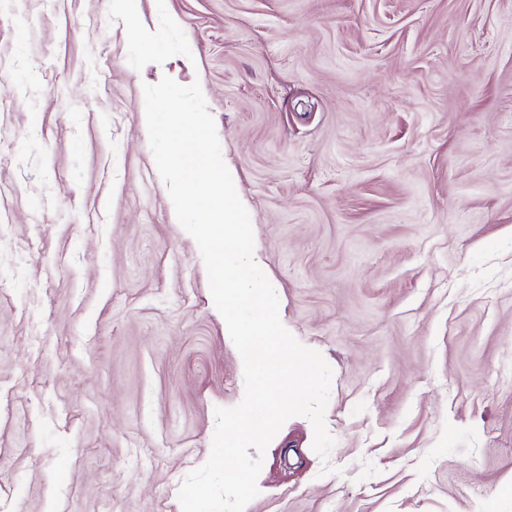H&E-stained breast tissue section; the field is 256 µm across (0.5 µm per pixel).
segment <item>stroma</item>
I'll list each match as a JSON object with an SVG mask.
<instances>
[{"label":"stroma","instance_id":"1","mask_svg":"<svg viewBox=\"0 0 512 512\" xmlns=\"http://www.w3.org/2000/svg\"><path fill=\"white\" fill-rule=\"evenodd\" d=\"M172 74L333 372L328 458L288 419L245 512H512V0H0V512H181L243 397L142 122Z\"/></svg>","mask_w":512,"mask_h":512}]
</instances>
